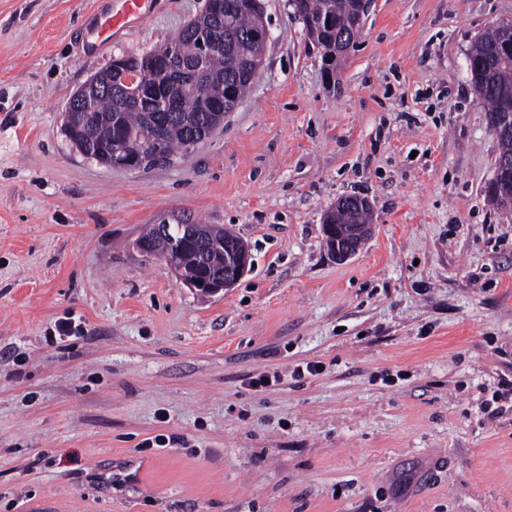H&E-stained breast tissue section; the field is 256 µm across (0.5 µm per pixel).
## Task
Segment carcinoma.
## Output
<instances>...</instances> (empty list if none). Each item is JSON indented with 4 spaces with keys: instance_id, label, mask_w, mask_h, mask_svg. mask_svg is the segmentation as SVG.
Instances as JSON below:
<instances>
[{
    "instance_id": "obj_1",
    "label": "carcinoma",
    "mask_w": 512,
    "mask_h": 512,
    "mask_svg": "<svg viewBox=\"0 0 512 512\" xmlns=\"http://www.w3.org/2000/svg\"><path fill=\"white\" fill-rule=\"evenodd\" d=\"M309 42L318 50L328 83L360 38L359 0H289ZM266 16L262 0H212L201 22L188 24L177 42L142 54L112 59V85L67 118L86 150L103 156L137 155L145 166L164 164L192 138L206 139L224 122L235 100L248 91L258 74L266 48ZM472 85L492 112V127L500 155L512 158V24L505 23L478 36L467 52ZM140 75L141 93L131 97L122 89V75ZM503 207H512V170L505 169L487 187ZM331 224H364L368 210L338 199L326 212ZM195 244L203 247L202 262L177 256L166 236L151 227L145 233L153 255L177 260L183 280L196 279L202 267L224 272L229 231L214 224L196 225Z\"/></svg>"
}]
</instances>
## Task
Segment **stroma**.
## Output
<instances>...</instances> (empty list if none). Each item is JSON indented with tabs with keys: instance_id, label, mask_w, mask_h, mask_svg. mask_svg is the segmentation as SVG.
Returning a JSON list of instances; mask_svg holds the SVG:
<instances>
[{
	"instance_id": "1",
	"label": "stroma",
	"mask_w": 512,
	"mask_h": 512,
	"mask_svg": "<svg viewBox=\"0 0 512 512\" xmlns=\"http://www.w3.org/2000/svg\"><path fill=\"white\" fill-rule=\"evenodd\" d=\"M264 4L249 93L128 171L72 147L68 101L205 0H145L97 48L103 0H0V512H512V407L486 413L512 380V210L466 60L512 0H372L334 87ZM348 194L373 233L339 263L323 216ZM166 220L232 229L250 271L187 288L134 246ZM488 195L502 207H512V170H502L487 187Z\"/></svg>"
}]
</instances>
